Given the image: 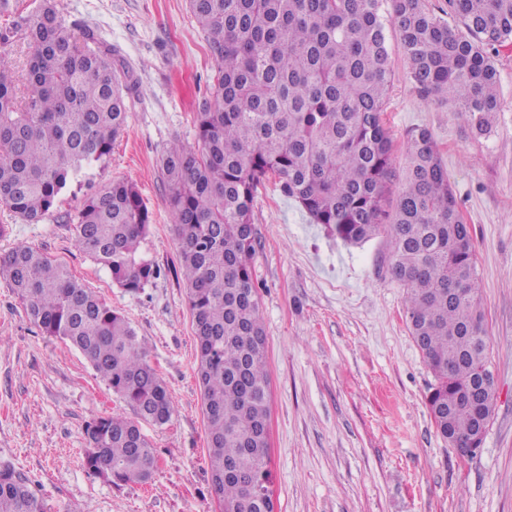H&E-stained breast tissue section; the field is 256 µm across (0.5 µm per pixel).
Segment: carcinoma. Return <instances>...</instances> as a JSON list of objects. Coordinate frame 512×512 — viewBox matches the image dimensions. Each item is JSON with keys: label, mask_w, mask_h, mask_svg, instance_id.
Here are the masks:
<instances>
[{"label": "carcinoma", "mask_w": 512, "mask_h": 512, "mask_svg": "<svg viewBox=\"0 0 512 512\" xmlns=\"http://www.w3.org/2000/svg\"><path fill=\"white\" fill-rule=\"evenodd\" d=\"M213 63L196 112L201 149L170 144L162 156L175 218L207 420L211 493L220 512H263L249 486L270 484L267 337L252 259V207L274 178L315 224L349 244L383 235L389 272L404 288L410 333L432 371L426 397L449 446L481 448L477 417L459 406L491 368L474 245L431 134L410 131L397 175L384 120L393 72L386 25L398 32L409 76L484 130L500 111L494 55L512 43V0H188ZM0 202L41 221L127 123L128 85L112 46L74 25L55 0L24 13L0 0ZM26 49L22 81L7 48ZM401 178L396 200L391 185ZM152 213L135 184L86 195L74 245L137 293L159 274L139 254ZM4 275L43 334L77 348L145 421L173 405L135 330L119 312L39 249L0 255ZM463 288L461 295L449 289ZM496 389L481 394L492 421ZM87 470L116 486L148 482L155 449L139 426L100 416L85 427ZM0 512H48L29 479L0 465Z\"/></svg>", "instance_id": "1"}]
</instances>
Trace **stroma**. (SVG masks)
<instances>
[{"label":"stroma","instance_id":"35a3bbf8","mask_svg":"<svg viewBox=\"0 0 512 512\" xmlns=\"http://www.w3.org/2000/svg\"><path fill=\"white\" fill-rule=\"evenodd\" d=\"M56 3L67 21L112 44L136 90L110 158L92 166L44 219L26 223L0 204V225L9 227L0 254L19 242L38 248L122 314L164 380L174 412L166 424H140L157 456L147 484L117 487L90 473L86 424L135 412L79 350L43 335L0 277V464L28 476L49 512H217L195 335L160 164L171 141L199 147L194 114L213 75L205 35L187 0ZM386 39L393 85L385 121L394 166H404L408 131L427 129L471 227L495 416L480 450L459 458L426 407L434 377L406 325L385 238L345 244L266 182L252 224L277 512H512V44L495 58L501 109L480 132L469 113L421 94L394 28ZM115 180L136 183L152 213L141 251L160 274L138 293L113 284L73 244L83 198Z\"/></svg>","mask_w":512,"mask_h":512}]
</instances>
